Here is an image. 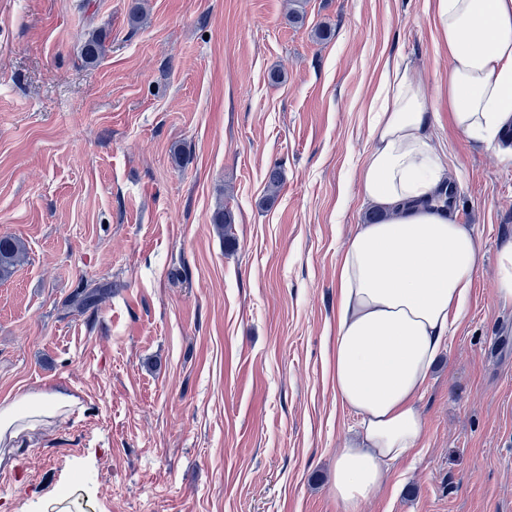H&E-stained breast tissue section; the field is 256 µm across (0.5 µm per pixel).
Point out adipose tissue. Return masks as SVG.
Listing matches in <instances>:
<instances>
[{
  "label": "adipose tissue",
  "instance_id": "obj_1",
  "mask_svg": "<svg viewBox=\"0 0 512 512\" xmlns=\"http://www.w3.org/2000/svg\"><path fill=\"white\" fill-rule=\"evenodd\" d=\"M433 25L448 51L455 127L495 144L512 127V0H436ZM372 112L358 181L378 219L359 225L341 252L331 357L336 397L358 418L330 478L343 512H362L385 464L418 448L419 398L482 261L472 227L443 201L448 168L431 142L427 89L410 67L385 74ZM73 403L60 393L0 401V443L64 417Z\"/></svg>",
  "mask_w": 512,
  "mask_h": 512
}]
</instances>
